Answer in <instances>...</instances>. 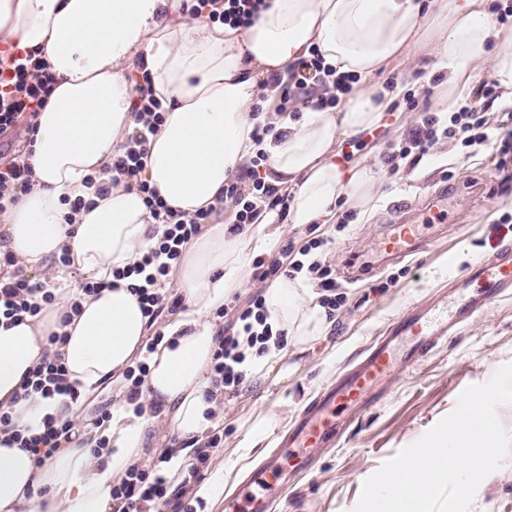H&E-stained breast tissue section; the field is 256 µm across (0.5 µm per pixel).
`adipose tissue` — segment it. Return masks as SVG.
Segmentation results:
<instances>
[{
  "label": "adipose tissue",
  "mask_w": 512,
  "mask_h": 512,
  "mask_svg": "<svg viewBox=\"0 0 512 512\" xmlns=\"http://www.w3.org/2000/svg\"><path fill=\"white\" fill-rule=\"evenodd\" d=\"M0 44L42 49L56 77L36 119L35 183L0 214V246L31 271L70 248L75 275L107 284L82 299L75 316L57 304L39 319L0 325V408L32 432L50 415L79 419L145 355L146 400L162 407L185 441L166 463L174 483L212 425L204 397L217 346L212 313L249 283L252 259L288 227L334 223L342 197L364 208L373 200L379 185L373 167L340 168L336 146L382 126L396 94L379 75L394 63L432 57L433 69L447 75L435 98L438 111L447 112L471 93L472 77L486 63L512 100V29L497 22L485 0H269L252 26L237 29L190 17L183 0H0ZM313 48L337 72L358 75V89L335 108L309 106L297 119L271 115L276 136L255 146L251 107L263 83L287 74ZM142 68L164 120L149 137L141 177L169 207L192 214L214 205L259 149L267 156L265 181L289 199L283 208L263 206L240 234L221 220L203 225L177 278L184 308L151 352L147 317L127 280L113 278L158 242L142 194L115 185L93 210L65 222L66 201L90 194L86 177L111 167L117 146L135 128L131 100ZM264 298L268 322L284 332L286 345L253 356L249 376L279 384L290 374V348L323 336L329 321L302 280L278 278ZM54 332L65 337L60 351L78 398L16 400ZM148 422L121 405L119 419L84 426L86 445L63 449L39 468L31 452L0 435V512H112V483L140 460ZM102 439L107 448L94 454Z\"/></svg>",
  "instance_id": "obj_1"
}]
</instances>
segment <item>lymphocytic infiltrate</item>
Returning <instances> with one entry per match:
<instances>
[{"label":"lymphocytic infiltrate","instance_id":"1","mask_svg":"<svg viewBox=\"0 0 512 512\" xmlns=\"http://www.w3.org/2000/svg\"><path fill=\"white\" fill-rule=\"evenodd\" d=\"M266 6V0H194L190 12L207 15L210 22L232 27L254 23ZM358 78L352 74H336L324 66L318 53L299 58L291 69L289 83L271 77L269 85L279 112L298 116L299 108L316 101L319 107L333 108L344 103L354 91ZM55 87V76L49 63L28 50L0 55V136L13 133L17 128L34 131L36 118L45 107ZM136 92L133 112L137 128L120 143L112 158L110 174L91 176V198L70 201V215L91 210L98 198L106 196L112 186L122 183L126 188L143 193L144 203L152 218L161 226L155 248L144 257V265L153 267L145 285L135 287L134 293L148 320H156L169 298L165 281L171 269L178 265L185 247L200 233L203 224L212 216V209H202L188 215L169 207L155 189L140 179L143 160L147 153L148 136L163 121L161 104L156 99L150 81L134 87ZM449 148L461 147L469 152L495 144L497 147V172L512 170V104L504 106L497 118L461 104L447 117L423 113L420 122L413 125L393 144L383 156L388 175H398L401 168H416L426 161L437 144ZM266 160L264 152H257L251 168L241 171L224 190L223 198L236 208L235 231H243L252 223L258 209L264 204L286 205L285 196L261 180L259 167ZM34 172L28 153L22 152L0 169V213L17 204L21 195L31 190ZM325 239L314 237L305 244L288 246L279 257L257 260L261 279L284 273L288 276L304 274L312 280L319 304L328 311L339 310L344 300L337 293L336 279L324 261ZM57 300L56 288L50 279H35L12 252H0V314L11 322L24 317L42 314L46 306ZM267 311L262 296H252L236 320L219 329L217 348L210 369L211 387L205 393L207 401L223 402L225 396L237 394L246 374L242 365L248 349L267 353L270 347H282V335L273 334L266 323ZM24 396L38 395L51 398L57 395L75 396L76 391L68 379L67 370L58 354H47L25 376ZM0 433L19 441L21 447L30 449L35 466H43L46 458L59 448L79 443L75 424L65 416L45 420L41 433L24 435L8 412L0 411ZM224 433L217 430L209 435L195 451V462L178 484H171L160 474L158 466L166 462V455H159L157 462L146 465L135 463L127 467L112 484V512H187L184 498L192 482L200 481L202 472L215 449L223 444Z\"/></svg>","mask_w":512,"mask_h":512}]
</instances>
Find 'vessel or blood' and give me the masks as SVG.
I'll list each match as a JSON object with an SVG mask.
<instances>
[{"instance_id": "vessel-or-blood-1", "label": "vessel or blood", "mask_w": 512, "mask_h": 512, "mask_svg": "<svg viewBox=\"0 0 512 512\" xmlns=\"http://www.w3.org/2000/svg\"><path fill=\"white\" fill-rule=\"evenodd\" d=\"M424 246L418 225H397L381 240L384 253L396 258L413 255ZM454 305L437 304L400 314L390 334L372 344L366 355L340 374L335 385L319 396L298 423L265 460L254 468L232 498V512H273L275 502L288 487V475L309 469L318 448L335 444L347 427L346 409L373 402L381 387L398 370L425 357L439 338L468 323L490 302L512 292V251L502 249L474 266L469 279L456 282Z\"/></svg>"}]
</instances>
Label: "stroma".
Wrapping results in <instances>:
<instances>
[{
  "mask_svg": "<svg viewBox=\"0 0 512 512\" xmlns=\"http://www.w3.org/2000/svg\"><path fill=\"white\" fill-rule=\"evenodd\" d=\"M431 59L414 58L381 75V83L401 88L386 126L363 134V153L381 160L387 147L417 123L422 110L434 107L429 79ZM414 93L418 109L406 106ZM490 149L466 156L455 149L449 159H430L412 171L382 176V185L367 218L354 216L355 205L343 201L349 224H316L288 229L268 250L278 256L288 244L311 236L327 238V260L344 286V304L325 336L310 350L292 356L296 370L286 383L247 381L224 401V445L211 459L230 474L225 495L238 489L243 472L252 468L289 431L305 407L335 383L356 357L389 329L403 310L426 304L448 292L456 279L486 258L495 243H512V231L493 225L494 217L512 214V188L500 186ZM448 188L442 207L430 215L421 232L425 252L402 260H384L380 240L389 225L421 213L432 191ZM512 362V296L491 302L456 333L444 338L414 368L393 376L369 406L352 412L349 431L335 447L319 451L309 471L298 475L276 506V512H353L364 481L401 448L415 442L456 406L469 385L488 381L495 370ZM270 424L256 448L246 432L256 414ZM471 512H512V461L480 484Z\"/></svg>",
  "mask_w": 512,
  "mask_h": 512,
  "instance_id": "35a3bbf8",
  "label": "stroma"
}]
</instances>
